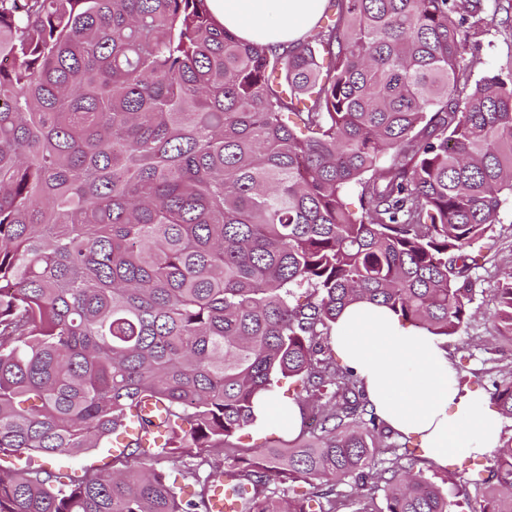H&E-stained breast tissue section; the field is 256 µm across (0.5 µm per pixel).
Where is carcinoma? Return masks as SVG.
Instances as JSON below:
<instances>
[{
  "mask_svg": "<svg viewBox=\"0 0 512 512\" xmlns=\"http://www.w3.org/2000/svg\"><path fill=\"white\" fill-rule=\"evenodd\" d=\"M330 2L272 46L209 0H0V512H211L221 482L233 512H456L472 489L512 512V433L444 488L329 347L354 304L468 326L471 252L512 205V68L460 65L486 0ZM496 292L512 337V268ZM284 381L295 438L202 455ZM487 395L512 419V373ZM147 397L163 442L129 436L112 472L23 463L112 444Z\"/></svg>",
  "mask_w": 512,
  "mask_h": 512,
  "instance_id": "carcinoma-1",
  "label": "carcinoma"
}]
</instances>
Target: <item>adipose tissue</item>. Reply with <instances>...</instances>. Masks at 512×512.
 I'll use <instances>...</instances> for the list:
<instances>
[{
    "mask_svg": "<svg viewBox=\"0 0 512 512\" xmlns=\"http://www.w3.org/2000/svg\"><path fill=\"white\" fill-rule=\"evenodd\" d=\"M325 6L326 0H210L217 23L264 45L296 41ZM333 347L363 380L377 413L416 439L437 466L497 447L499 417L479 394L460 393L440 338L403 325L388 309L353 305L336 324Z\"/></svg>",
    "mask_w": 512,
    "mask_h": 512,
    "instance_id": "1",
    "label": "adipose tissue"
}]
</instances>
